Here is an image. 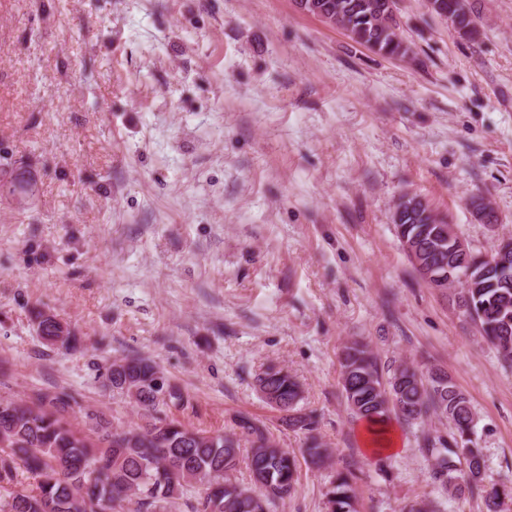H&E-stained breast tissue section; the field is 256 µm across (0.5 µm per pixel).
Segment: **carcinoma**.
I'll use <instances>...</instances> for the list:
<instances>
[{
	"label": "carcinoma",
	"mask_w": 512,
	"mask_h": 512,
	"mask_svg": "<svg viewBox=\"0 0 512 512\" xmlns=\"http://www.w3.org/2000/svg\"><path fill=\"white\" fill-rule=\"evenodd\" d=\"M448 18L457 33L474 40L479 35L470 0H446ZM395 0H306L312 15L324 11L325 21L384 56L408 57L394 14ZM399 232L403 244L416 248L420 266L434 274L455 267L470 272L467 287L458 292L457 307L479 327L483 336L512 368V265L508 270L492 264L501 253L512 256V237L503 239L487 257L455 249L457 237L444 236L443 225L421 212L405 215ZM43 339L59 336L60 321L35 313ZM343 392L358 419L384 424L391 417L416 424L434 415L448 422V437L423 436L425 450L435 459V479L453 486L460 496L480 494L487 512H498L499 491L484 485L486 464L472 439L474 414L469 400L441 370L422 373L405 362L382 366L369 346L359 340L346 345L339 358ZM112 388L137 396L146 411L138 429L113 424L96 412L86 413L90 441L63 417L64 397L35 402L0 398V483H12L23 469L36 480V488H21L0 499V512H178L186 484H206L193 512H269V506L290 497L297 481V460L278 445L265 424L240 417V433L207 436L170 418L165 409L184 404L182 390L160 367L145 357H125L119 369H107ZM264 399L290 412L288 424L312 431L307 415L294 413L301 398L299 381L287 370L269 365L256 379ZM247 450L251 483L234 477L241 456L240 438ZM303 456L322 466L329 448L316 436L307 438ZM465 471L463 481L453 473ZM329 512H357L349 476L336 475L326 492Z\"/></svg>",
	"instance_id": "obj_1"
}]
</instances>
